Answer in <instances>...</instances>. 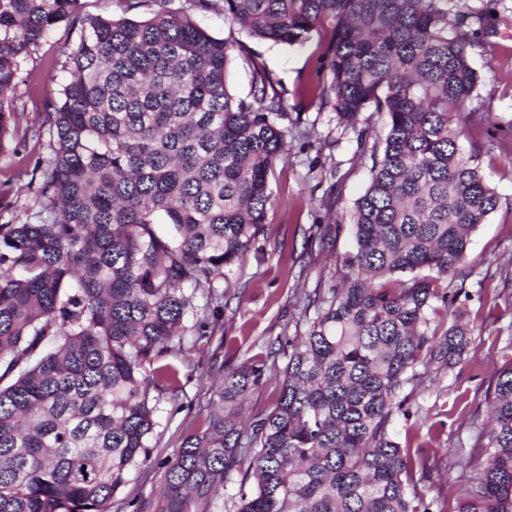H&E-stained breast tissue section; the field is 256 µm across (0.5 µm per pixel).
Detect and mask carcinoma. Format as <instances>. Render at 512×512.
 Here are the masks:
<instances>
[{
    "instance_id": "obj_1",
    "label": "carcinoma",
    "mask_w": 512,
    "mask_h": 512,
    "mask_svg": "<svg viewBox=\"0 0 512 512\" xmlns=\"http://www.w3.org/2000/svg\"><path fill=\"white\" fill-rule=\"evenodd\" d=\"M117 2L113 19L81 0H0V152L25 64L51 31L80 26L56 61L67 79L43 77L54 101L31 131L47 151L25 184L34 221L0 224V512H111L151 462L161 397L224 317V270L265 233L288 112L256 62L251 96L231 94L236 41L197 24L208 11L289 46L332 20L322 102L346 127L373 105L388 130L355 201L350 274L281 344L274 407L243 426L267 363L226 368L152 508L212 512L239 473L254 484L236 512H428L423 462L389 428L426 370L468 362L479 329L457 305L464 287L438 281L466 267L498 205L459 139L479 83L472 53L492 54L501 0ZM464 10L470 34L457 30ZM486 398L478 477L440 512H512V362ZM473 463L461 451L448 473Z\"/></svg>"
}]
</instances>
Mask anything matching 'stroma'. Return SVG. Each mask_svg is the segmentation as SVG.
<instances>
[{"label":"stroma","instance_id":"1","mask_svg":"<svg viewBox=\"0 0 512 512\" xmlns=\"http://www.w3.org/2000/svg\"><path fill=\"white\" fill-rule=\"evenodd\" d=\"M330 26H323L298 46L243 37L232 51L228 71L231 91L240 97L252 89L247 53L264 63L288 105L289 117H301L311 139L288 135L286 159L269 179L272 204L258 257L227 271L223 281L224 318L214 336L223 339L195 347L192 368L180 373L182 390L164 396L150 445L152 462L122 489L114 512H149L165 483L166 464L183 437L210 405V387L223 367L263 355L269 378L249 397L248 414L272 408L283 354H269L267 345L282 337L304 334L314 315L308 305L316 289L340 281L348 272L346 257L355 249L351 233L354 203L370 180L371 154L386 134L385 113L366 109L355 127L339 125L330 106L316 94L330 82L320 68ZM492 55L475 50L472 65L480 76L470 103L473 115L461 140L465 154L475 155L487 183L499 197L496 210L472 233L468 245L467 298L470 317L483 320L469 352L472 366L456 368L424 381L409 402L408 415H396L390 433L398 442L412 440L422 450L427 478L420 489L433 504L455 502L464 482L449 483L446 464L457 450L472 451L476 427L488 417L485 401L498 370L512 360L505 341L512 337V0L498 7ZM15 107L18 133L0 153V224L24 222L32 198L21 190L18 173L33 169L41 152L29 136L44 123L49 110L44 90L34 82L20 84Z\"/></svg>","mask_w":512,"mask_h":512}]
</instances>
